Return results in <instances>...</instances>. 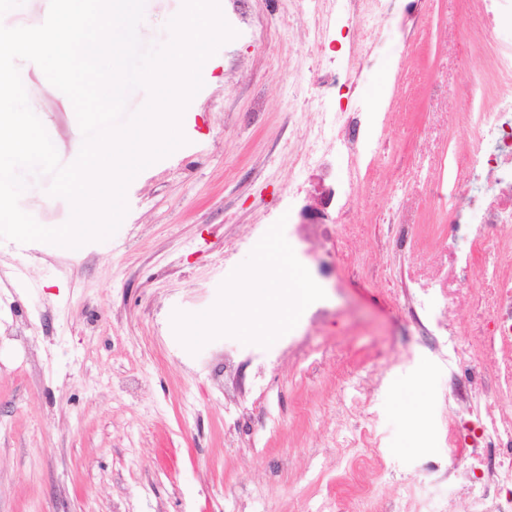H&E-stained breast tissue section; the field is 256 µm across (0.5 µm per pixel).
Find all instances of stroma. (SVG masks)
<instances>
[{
    "mask_svg": "<svg viewBox=\"0 0 512 512\" xmlns=\"http://www.w3.org/2000/svg\"><path fill=\"white\" fill-rule=\"evenodd\" d=\"M223 2L237 36L202 67L186 144L129 184L115 234L76 250L0 238V512H399L409 494L466 512L440 423L478 427L455 415L467 362L432 354L405 305L400 272L424 235L392 243L375 221L394 206L389 179L416 175L434 79L476 78L455 46L480 59L486 43L451 26L466 0H422L426 24L410 38L399 22L409 0H397L358 86L337 92L342 106L369 104L388 76L404 96L364 141L380 153L374 169L336 180L354 202L350 223L329 214L326 248L295 243L315 291L294 335L273 338L209 320L254 275L258 245L287 239L274 216L320 190L294 161L291 111L319 103L297 33L308 14L300 0ZM181 8L146 0L142 45L167 42ZM18 68L61 162H73L83 136L69 98L45 90L35 63ZM51 183L28 177L19 205L63 224L70 205ZM316 308L326 317L308 324ZM228 356L238 370L225 372ZM367 427L386 466L356 493L346 480L366 451L352 442Z\"/></svg>",
    "mask_w": 512,
    "mask_h": 512,
    "instance_id": "stroma-1",
    "label": "stroma"
}]
</instances>
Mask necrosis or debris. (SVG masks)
Here are the masks:
<instances>
[{
	"mask_svg": "<svg viewBox=\"0 0 512 512\" xmlns=\"http://www.w3.org/2000/svg\"><path fill=\"white\" fill-rule=\"evenodd\" d=\"M393 0H348L347 22L355 41L347 56L325 66L315 78L322 100L321 119L306 126L299 147L302 167L315 171L327 188L322 208H335L346 217L351 201L336 195V169L330 156L338 152L347 160L349 182L361 176L360 121L337 111L336 87L354 85L368 64L370 49L382 21L391 19ZM466 12L454 28L487 39L485 70L495 77L494 96L476 95L471 88L454 92L451 114L457 127L472 130L474 137L452 155L447 182L434 184L436 198L457 200L445 222L448 237L437 247L434 261L408 267L401 283L413 307L447 336L456 311L465 305L474 310L466 348L473 357L488 362L491 376L459 395L461 407L473 399L484 402L479 442L451 435L448 444L465 463L456 474L469 499V512H512V451L489 458L480 441H498L512 434V45L494 42L493 34L512 26V0H468ZM338 127L335 150L323 144L324 126ZM438 289L445 299L441 311L430 308L426 295Z\"/></svg>",
	"mask_w": 512,
	"mask_h": 512,
	"instance_id": "1",
	"label": "necrosis or debris"
}]
</instances>
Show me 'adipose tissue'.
<instances>
[{"mask_svg": "<svg viewBox=\"0 0 512 512\" xmlns=\"http://www.w3.org/2000/svg\"><path fill=\"white\" fill-rule=\"evenodd\" d=\"M254 267L255 277L226 299L224 322L243 323L257 334L269 332L274 324L287 329L311 294L306 271L294 266L291 245L276 238L258 247Z\"/></svg>", "mask_w": 512, "mask_h": 512, "instance_id": "1", "label": "adipose tissue"}]
</instances>
